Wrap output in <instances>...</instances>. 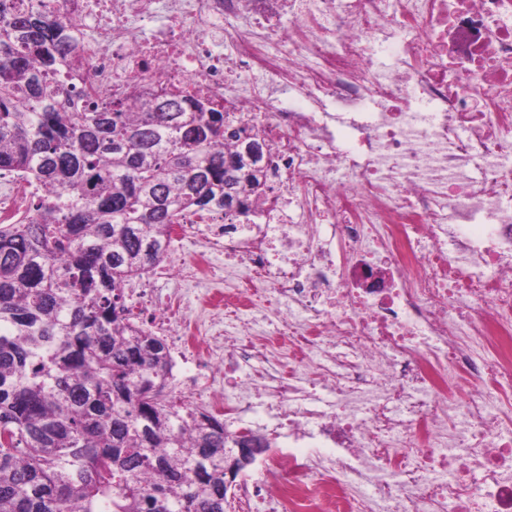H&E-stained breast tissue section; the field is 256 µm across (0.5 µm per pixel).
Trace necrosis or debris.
Here are the masks:
<instances>
[{"label": "necrosis or debris", "mask_w": 512, "mask_h": 512, "mask_svg": "<svg viewBox=\"0 0 512 512\" xmlns=\"http://www.w3.org/2000/svg\"><path fill=\"white\" fill-rule=\"evenodd\" d=\"M86 86L180 89L263 144L266 194L168 268L224 310L176 329L178 403H255L281 443L233 512H512V0H52ZM393 63L377 69V50Z\"/></svg>", "instance_id": "4bbe7bcc"}]
</instances>
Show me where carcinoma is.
I'll list each match as a JSON object with an SVG mask.
<instances>
[{
  "instance_id": "cac0c4a2",
  "label": "carcinoma",
  "mask_w": 512,
  "mask_h": 512,
  "mask_svg": "<svg viewBox=\"0 0 512 512\" xmlns=\"http://www.w3.org/2000/svg\"><path fill=\"white\" fill-rule=\"evenodd\" d=\"M80 38L46 0H0V177L42 188L0 223V512H225L224 420L162 400L165 340L124 287L159 266L187 210L244 211L262 146L208 100L75 82Z\"/></svg>"
}]
</instances>
